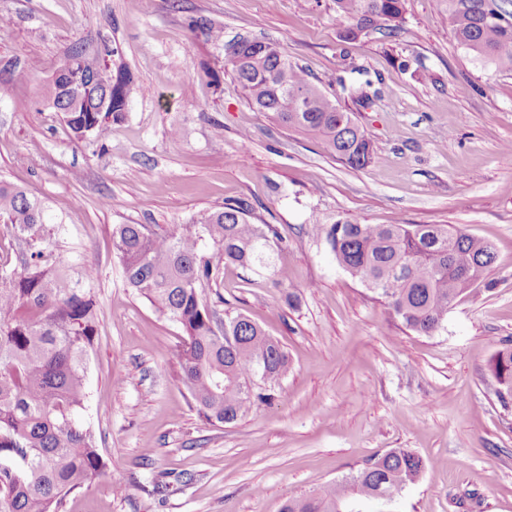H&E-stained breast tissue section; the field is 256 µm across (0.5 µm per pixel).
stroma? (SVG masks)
Listing matches in <instances>:
<instances>
[{
    "label": "stroma",
    "instance_id": "35a3bbf8",
    "mask_svg": "<svg viewBox=\"0 0 512 512\" xmlns=\"http://www.w3.org/2000/svg\"><path fill=\"white\" fill-rule=\"evenodd\" d=\"M341 31L333 0H0V181L60 218L52 247L70 274L97 271L81 419L102 468L60 512H281L393 448L428 462L397 512H512V395L494 373L512 346V71L457 43L448 0H406L394 37ZM241 36L334 93L372 163L349 168L252 106L225 58ZM76 47L136 81L102 143L74 140L48 100ZM368 78L365 108L347 88ZM234 199L275 225L288 280L229 266L199 297L278 339L288 372L218 426L177 373L182 328L126 287L112 229L170 230ZM340 220L445 224L496 261L419 335L337 265L316 226Z\"/></svg>",
    "mask_w": 512,
    "mask_h": 512
}]
</instances>
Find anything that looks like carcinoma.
Here are the masks:
<instances>
[{"label": "carcinoma", "instance_id": "cac0c4a2", "mask_svg": "<svg viewBox=\"0 0 512 512\" xmlns=\"http://www.w3.org/2000/svg\"><path fill=\"white\" fill-rule=\"evenodd\" d=\"M336 15L350 22L342 37L369 29H401L405 0H334ZM456 41L485 64L512 70V13L499 0H448ZM239 57L227 59L246 99L279 125L320 141L353 169L367 167L373 147L333 96L314 84L299 65L272 44L237 41ZM135 90L123 69L112 89L111 112H65L78 138H107L123 121V100ZM304 109L289 111L291 94ZM244 200L201 215L190 224L159 232L143 224L112 230L125 283L161 314L182 327L176 360L192 403L212 424L229 425L255 401L253 386L274 384L288 370L281 343L239 314L217 324L198 288L217 281L222 267L246 271L271 268L279 242L272 224L250 222ZM26 242L19 270H0V512H58L71 493L96 477L101 457L79 412L87 398L85 361L97 331V301L46 253L54 221L24 191L0 182V216ZM318 234L336 262L383 299L410 330L430 336L448 308L470 290L496 259L485 240L442 224L319 225ZM494 371L512 390V347L500 351ZM427 462L410 448H393L355 475L320 492L290 498L282 512H391L402 491L419 480Z\"/></svg>", "mask_w": 512, "mask_h": 512}]
</instances>
